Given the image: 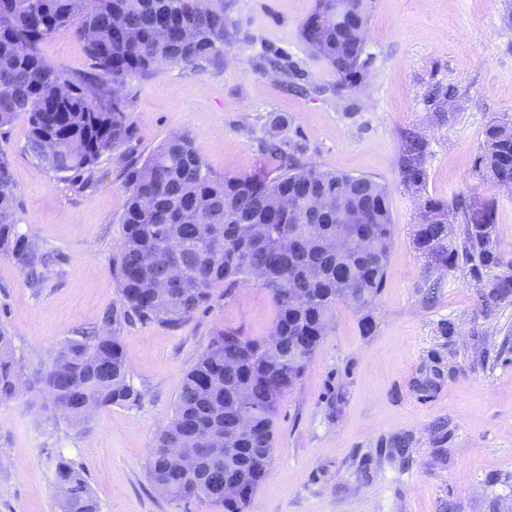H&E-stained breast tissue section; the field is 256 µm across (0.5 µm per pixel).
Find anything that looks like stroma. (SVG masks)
<instances>
[{
    "mask_svg": "<svg viewBox=\"0 0 512 512\" xmlns=\"http://www.w3.org/2000/svg\"><path fill=\"white\" fill-rule=\"evenodd\" d=\"M315 3L232 0L239 35L223 69L171 65L132 80L123 98L135 154L186 134L215 173L254 174L272 168L260 143L275 135L302 141L307 162L370 176L390 193L394 244L373 330L363 333L360 314L337 305L300 384L281 401L274 464L249 512H512V303L483 313L464 266L427 298L412 235L420 197H492L498 249L512 260V193L483 184L473 170L487 125L512 122V0H374L367 86L343 97L335 70L312 58L301 38ZM40 53L74 76L93 69L70 27L46 38ZM271 54L295 64V79L264 70ZM448 85L458 90L459 110L452 123L437 124L427 98ZM407 128L429 144L419 186L405 184L398 166ZM27 131L21 115L0 135L18 229L57 262L36 294L0 254V324L33 380L76 329L102 327L104 313L118 308L112 260L129 191L111 155L86 185L41 171L25 149ZM273 316L266 292L251 283L229 296L215 289L178 330L123 327L130 382L143 398L98 409L81 430L53 420L37 390L0 402V512H58L61 456L81 469L101 512H184L149 480L153 437L213 334L230 327L265 336ZM449 322L457 330L451 342L442 334ZM477 335L488 350L483 363L473 358ZM434 354L445 380L423 398L413 382Z\"/></svg>",
    "mask_w": 512,
    "mask_h": 512,
    "instance_id": "obj_1",
    "label": "stroma"
}]
</instances>
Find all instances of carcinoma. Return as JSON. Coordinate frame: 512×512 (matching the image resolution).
<instances>
[{
	"instance_id": "obj_1",
	"label": "carcinoma",
	"mask_w": 512,
	"mask_h": 512,
	"mask_svg": "<svg viewBox=\"0 0 512 512\" xmlns=\"http://www.w3.org/2000/svg\"><path fill=\"white\" fill-rule=\"evenodd\" d=\"M347 0L344 21L330 14L336 0H316L301 27L312 56L339 76L340 89L356 92L369 67L357 24L368 27L373 7L361 13ZM229 0H0V129L27 116L25 150L46 173L89 183L105 154L119 151L120 173L130 194L121 218L115 257L120 309L99 331L77 330L53 354L36 380L52 392L54 412L67 424H87L103 406L137 404L142 392L129 382L118 332L126 325L175 329L208 304L214 289L229 295L253 279L274 307L275 337L249 338L233 328L215 332L182 377L169 421L152 443L147 473L154 486L182 502H201L246 512L274 459L280 400L304 376L328 335L341 303L368 315L384 288L393 246L387 188L365 175L322 169L303 160L305 147L272 135L263 151L275 166L264 174L222 176L207 165L185 134L169 137L141 160L123 150L134 128L122 99L134 76H151L169 65L199 72L224 67L236 37ZM75 26L94 62L89 76H72L47 63L40 43L54 31ZM457 92L432 98L437 120L454 119ZM428 143L415 131L401 133L398 165L404 181L422 182ZM481 180L512 183V125L492 122L475 158ZM288 198V208L278 204ZM17 196L11 163L0 147V251L40 293L53 268V254L21 234L15 224ZM358 239L355 251H334L336 234ZM413 241L425 260L424 284L462 264L483 282L481 306L490 314L512 303V264L496 240V201L459 196L450 202L421 197ZM13 337L0 327V401L21 389ZM444 380L439 360L415 381L423 397ZM224 439L219 458L196 468L171 464L169 448H189L198 434ZM226 481L236 495L214 494ZM59 512H100L96 496L70 460L55 466Z\"/></svg>"
}]
</instances>
